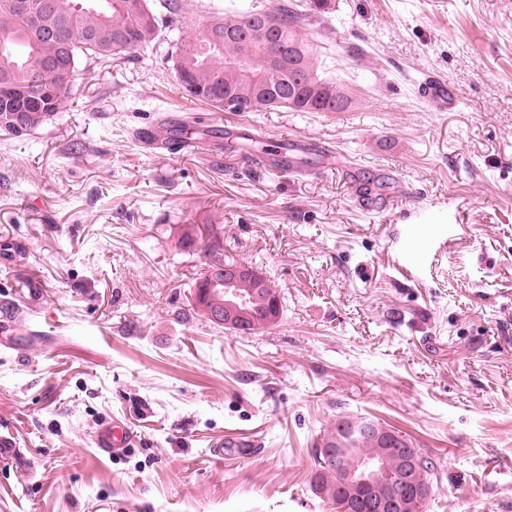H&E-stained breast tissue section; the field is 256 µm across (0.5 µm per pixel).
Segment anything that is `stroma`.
<instances>
[{"mask_svg": "<svg viewBox=\"0 0 512 512\" xmlns=\"http://www.w3.org/2000/svg\"><path fill=\"white\" fill-rule=\"evenodd\" d=\"M151 47L82 63L61 112L0 136V512H329L313 453L341 417L408 433L435 464L425 512H512V0H329L308 37L360 96L344 112H221L187 97L178 38L230 0H188ZM447 80L457 107L417 95ZM196 119L193 154L142 134ZM326 144L303 172L242 164ZM389 177L383 208L356 184ZM280 290L255 334L193 311L202 251L184 227ZM37 293H30L29 284ZM138 441L98 452L102 422ZM247 455L209 448L227 434Z\"/></svg>", "mask_w": 512, "mask_h": 512, "instance_id": "35a3bbf8", "label": "stroma"}]
</instances>
